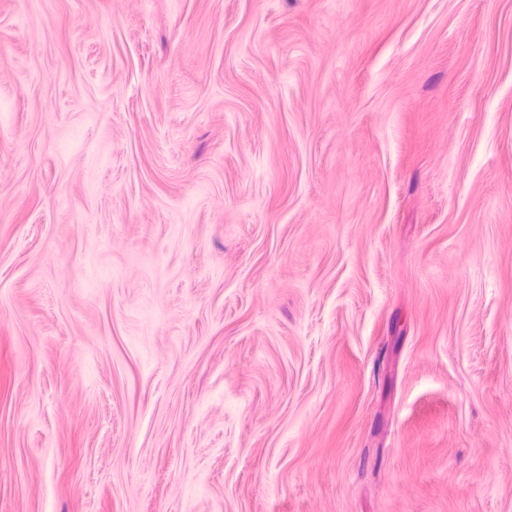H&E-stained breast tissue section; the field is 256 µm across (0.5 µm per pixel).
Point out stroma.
Listing matches in <instances>:
<instances>
[{
  "instance_id": "obj_1",
  "label": "stroma",
  "mask_w": 512,
  "mask_h": 512,
  "mask_svg": "<svg viewBox=\"0 0 512 512\" xmlns=\"http://www.w3.org/2000/svg\"><path fill=\"white\" fill-rule=\"evenodd\" d=\"M0 512H512V0H0Z\"/></svg>"
}]
</instances>
